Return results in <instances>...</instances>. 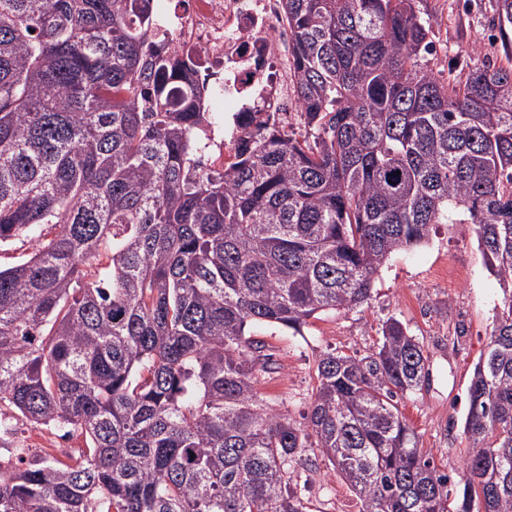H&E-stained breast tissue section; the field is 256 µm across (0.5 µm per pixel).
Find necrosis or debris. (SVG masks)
Instances as JSON below:
<instances>
[{"label":"necrosis or debris","instance_id":"obj_1","mask_svg":"<svg viewBox=\"0 0 512 512\" xmlns=\"http://www.w3.org/2000/svg\"><path fill=\"white\" fill-rule=\"evenodd\" d=\"M152 3L169 16L172 53L215 86L212 111L271 112L287 122L295 104L288 75L292 40L279 0H189L173 13L166 0Z\"/></svg>","mask_w":512,"mask_h":512}]
</instances>
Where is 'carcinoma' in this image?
I'll use <instances>...</instances> for the list:
<instances>
[{
	"mask_svg": "<svg viewBox=\"0 0 512 512\" xmlns=\"http://www.w3.org/2000/svg\"><path fill=\"white\" fill-rule=\"evenodd\" d=\"M281 9L309 132L241 112L207 172L220 115L150 0H0V245L35 242L0 268V404L87 445L0 469V512H309V451L359 512H512V54L445 84L414 0ZM497 16L512 51V0ZM435 224L476 226L505 295L456 490L400 410L428 376L401 321L315 356L304 426L260 403L252 335L368 303Z\"/></svg>",
	"mask_w": 512,
	"mask_h": 512,
	"instance_id": "cac0c4a2",
	"label": "carcinoma"
}]
</instances>
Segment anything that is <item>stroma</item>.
Returning <instances> with one entry per match:
<instances>
[{
  "instance_id": "obj_1",
  "label": "stroma",
  "mask_w": 512,
  "mask_h": 512,
  "mask_svg": "<svg viewBox=\"0 0 512 512\" xmlns=\"http://www.w3.org/2000/svg\"><path fill=\"white\" fill-rule=\"evenodd\" d=\"M415 8L430 22L436 47L431 66L441 78L465 80L470 56L489 66L503 61L504 47L493 26L496 0H415ZM503 300L474 225H434L428 242L391 256L363 307L318 314L300 336L254 327L271 361L270 371L259 376L258 392L269 407L303 422L315 385L316 355L334 349L366 354L383 322L398 319L422 343L429 370L424 389L405 400L401 410L427 456L460 481L467 452L463 421L468 387ZM15 422L9 447H0L2 466L16 469L22 459L35 456L72 463L85 448L82 436L59 437L20 415ZM296 482L311 512H359L356 495L321 457L299 469Z\"/></svg>"
}]
</instances>
